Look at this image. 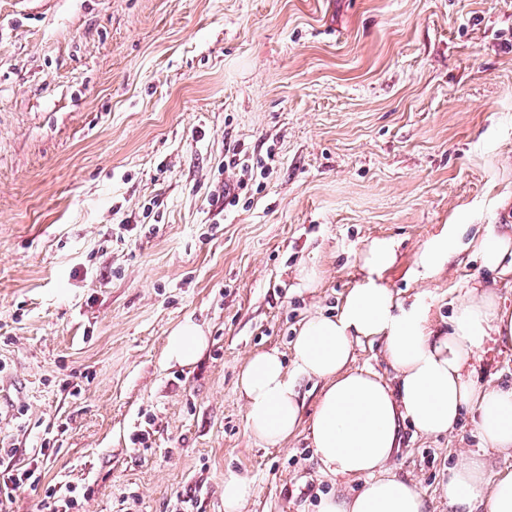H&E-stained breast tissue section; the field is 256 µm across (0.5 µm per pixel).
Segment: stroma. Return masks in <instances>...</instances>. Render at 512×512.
Here are the masks:
<instances>
[{"label": "stroma", "mask_w": 512, "mask_h": 512, "mask_svg": "<svg viewBox=\"0 0 512 512\" xmlns=\"http://www.w3.org/2000/svg\"><path fill=\"white\" fill-rule=\"evenodd\" d=\"M267 158L261 191L225 206ZM512 210V0H0V472L88 490L82 512H318L307 426L281 445L245 431L247 357L291 359L300 322L333 315L361 252L396 244L383 278L424 294L436 322L473 280V248L414 280L444 225L464 240ZM315 265L309 286L297 277ZM208 345L164 348L185 320ZM479 384L512 386V348L488 345ZM400 429L391 467L428 512L461 455ZM207 345L203 328L196 323L178 325L168 338L166 352L170 359L179 363L194 362ZM251 485L235 474L224 476V512H242L243 505L252 495Z\"/></svg>", "instance_id": "stroma-1"}]
</instances>
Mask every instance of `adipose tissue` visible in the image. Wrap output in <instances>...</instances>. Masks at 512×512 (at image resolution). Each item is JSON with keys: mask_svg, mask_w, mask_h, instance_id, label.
Returning a JSON list of instances; mask_svg holds the SVG:
<instances>
[{"mask_svg": "<svg viewBox=\"0 0 512 512\" xmlns=\"http://www.w3.org/2000/svg\"><path fill=\"white\" fill-rule=\"evenodd\" d=\"M456 243L451 229L426 243L416 259L417 278L438 274ZM477 252L486 269L512 275V231L488 226ZM395 260L391 240L370 241L362 252L361 281L338 314L314 315L301 325L291 362L274 349L247 358L239 377L246 431L257 443L276 446L308 426L321 472L346 484L362 481L356 493L324 498L319 512H427L423 494L390 468L400 427L408 421L420 434L443 435L467 413L484 452L464 456L453 469L448 505L453 512H512V472L490 476L484 457L488 450L512 451V388L474 379L488 344H512V311L476 280L454 300L448 329L439 333L431 303L421 297L404 303L385 284L382 274ZM377 339L395 383L351 365L355 344ZM206 345L203 328L186 322L172 331L166 352L188 364ZM303 378L324 383L307 421L298 391Z\"/></svg>", "mask_w": 512, "mask_h": 512, "instance_id": "obj_1", "label": "adipose tissue"}]
</instances>
